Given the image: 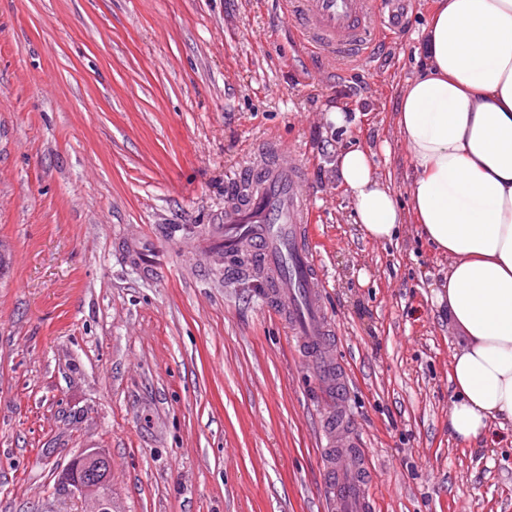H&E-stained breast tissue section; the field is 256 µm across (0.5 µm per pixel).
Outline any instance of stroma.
I'll return each instance as SVG.
<instances>
[{"label": "stroma", "mask_w": 512, "mask_h": 512, "mask_svg": "<svg viewBox=\"0 0 512 512\" xmlns=\"http://www.w3.org/2000/svg\"><path fill=\"white\" fill-rule=\"evenodd\" d=\"M435 4L400 0L361 64L296 52L284 0H0V512H87L57 482L85 448L115 512H325L311 369L213 247L229 179L273 145L305 171L376 512H512V430H448L447 260L411 221L363 237L336 175L365 149L408 205L394 111Z\"/></svg>", "instance_id": "stroma-1"}]
</instances>
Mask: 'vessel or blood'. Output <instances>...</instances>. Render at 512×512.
<instances>
[{"mask_svg":"<svg viewBox=\"0 0 512 512\" xmlns=\"http://www.w3.org/2000/svg\"><path fill=\"white\" fill-rule=\"evenodd\" d=\"M288 5L304 50L332 60H366L386 22L398 20L394 14L377 17L372 0H288ZM266 154L265 162L247 169L254 191L232 198L224 212L222 248L228 256L254 250L256 275L270 284L273 305L310 360L322 402L328 512H373L369 454L355 446L351 434L336 430L344 388L336 378L339 362L330 341L334 324L323 305L325 283L308 237L313 207L302 190L303 172L285 147L267 148Z\"/></svg>","mask_w":512,"mask_h":512,"instance_id":"vessel-or-blood-1","label":"vessel or blood"}]
</instances>
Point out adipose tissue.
I'll use <instances>...</instances> for the list:
<instances>
[{
  "label": "adipose tissue",
  "mask_w": 512,
  "mask_h": 512,
  "mask_svg": "<svg viewBox=\"0 0 512 512\" xmlns=\"http://www.w3.org/2000/svg\"><path fill=\"white\" fill-rule=\"evenodd\" d=\"M427 68L403 88L395 124L412 157L403 213L364 150L336 157L364 237L406 216L448 260L439 301L466 338L454 354L448 427L466 445L512 425V0H438Z\"/></svg>",
  "instance_id": "ef3b65f1"
}]
</instances>
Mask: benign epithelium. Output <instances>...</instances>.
I'll list each match as a JSON object with an SVG mask.
<instances>
[{
  "instance_id": "1",
  "label": "benign epithelium",
  "mask_w": 512,
  "mask_h": 512,
  "mask_svg": "<svg viewBox=\"0 0 512 512\" xmlns=\"http://www.w3.org/2000/svg\"><path fill=\"white\" fill-rule=\"evenodd\" d=\"M58 485L90 501L92 512H115L112 509V462L99 448H85L62 471Z\"/></svg>"
}]
</instances>
